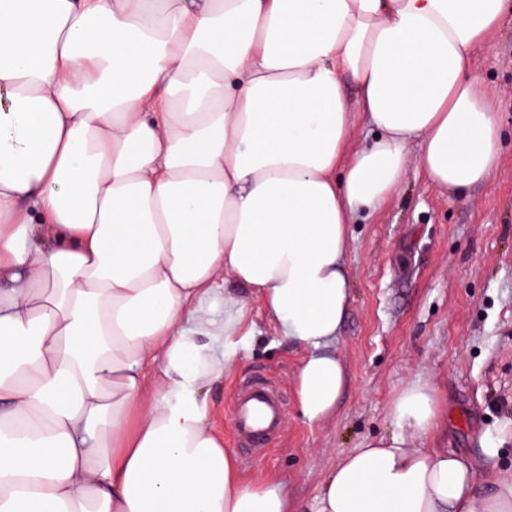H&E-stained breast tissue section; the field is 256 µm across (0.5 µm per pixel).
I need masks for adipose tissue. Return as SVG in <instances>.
<instances>
[{
  "instance_id": "adipose-tissue-1",
  "label": "adipose tissue",
  "mask_w": 512,
  "mask_h": 512,
  "mask_svg": "<svg viewBox=\"0 0 512 512\" xmlns=\"http://www.w3.org/2000/svg\"><path fill=\"white\" fill-rule=\"evenodd\" d=\"M512 0H0V512H512L489 469L409 448L435 390L392 400L311 500L246 480L209 394L247 354L249 299L332 416L348 226L412 144L459 193L500 157L471 71ZM350 76L354 95L342 89ZM373 132L358 149V124Z\"/></svg>"
}]
</instances>
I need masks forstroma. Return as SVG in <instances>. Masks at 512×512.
Here are the masks:
<instances>
[{"label": "stroma", "mask_w": 512, "mask_h": 512, "mask_svg": "<svg viewBox=\"0 0 512 512\" xmlns=\"http://www.w3.org/2000/svg\"><path fill=\"white\" fill-rule=\"evenodd\" d=\"M471 68L502 90L499 165L485 182L455 195L425 176L420 150L412 148L398 191L350 225V304L333 347L348 385L332 417L311 424L299 414L295 386L304 352L250 300V351L210 394V421L246 478L281 479L291 498L311 499L343 454L394 431L390 403L413 383L436 389L442 419L433 436L410 440V447L442 448L481 469V437L512 419L511 14L475 51ZM254 376L279 389L285 426L269 449L246 459L231 417L238 388Z\"/></svg>", "instance_id": "obj_1"}]
</instances>
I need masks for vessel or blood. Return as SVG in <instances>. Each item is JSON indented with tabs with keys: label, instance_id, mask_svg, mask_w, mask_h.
I'll use <instances>...</instances> for the list:
<instances>
[{
	"label": "vessel or blood",
	"instance_id": "b4317fda",
	"mask_svg": "<svg viewBox=\"0 0 512 512\" xmlns=\"http://www.w3.org/2000/svg\"><path fill=\"white\" fill-rule=\"evenodd\" d=\"M281 426V401L274 388L262 380L242 385L232 411V427L239 444L250 450L267 447Z\"/></svg>",
	"mask_w": 512,
	"mask_h": 512
}]
</instances>
